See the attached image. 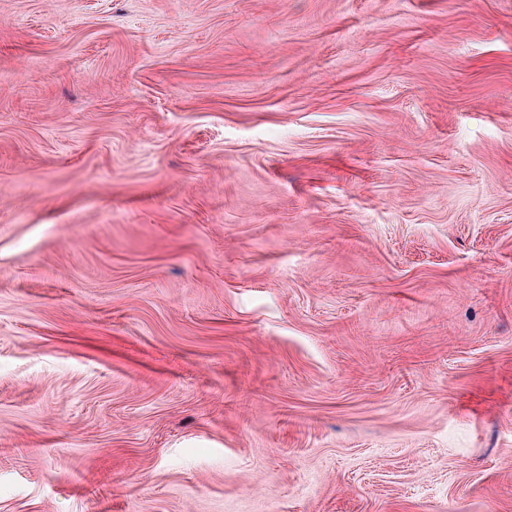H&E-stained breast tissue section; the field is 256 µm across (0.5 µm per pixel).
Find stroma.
Returning a JSON list of instances; mask_svg holds the SVG:
<instances>
[{
	"label": "stroma",
	"mask_w": 512,
	"mask_h": 512,
	"mask_svg": "<svg viewBox=\"0 0 512 512\" xmlns=\"http://www.w3.org/2000/svg\"><path fill=\"white\" fill-rule=\"evenodd\" d=\"M0 512H512V0H0Z\"/></svg>",
	"instance_id": "stroma-1"
}]
</instances>
